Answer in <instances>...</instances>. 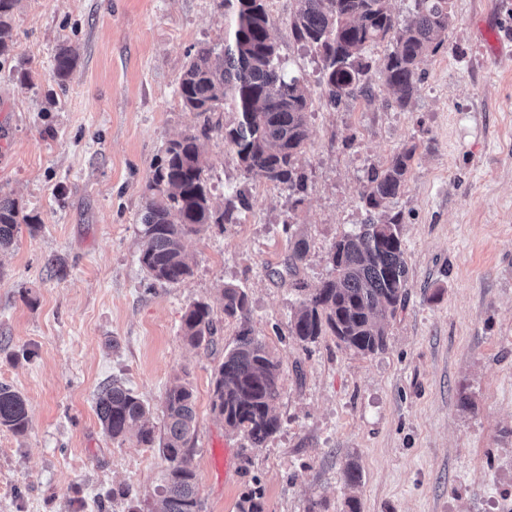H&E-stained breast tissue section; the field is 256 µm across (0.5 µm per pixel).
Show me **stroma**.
<instances>
[{
    "label": "stroma",
    "instance_id": "1",
    "mask_svg": "<svg viewBox=\"0 0 512 512\" xmlns=\"http://www.w3.org/2000/svg\"><path fill=\"white\" fill-rule=\"evenodd\" d=\"M268 9L280 59L310 93L303 198L249 179L210 132L215 208L243 188L251 207L188 237L191 276L162 285L139 263L137 219L167 142L203 125L177 88L195 51L224 41L219 0H17L0 58V198L30 221L0 252V385L30 423L0 428V512H155L170 463L135 434L103 433L96 396L115 379L158 427L167 390L192 387L202 512H239L257 487L263 512H349L352 497L360 512H512V0H451L448 37L404 109L379 82L331 106L318 54L291 33L296 0ZM408 147L391 209L409 275L385 348L296 341L300 300L366 220L369 167ZM225 286L246 292L253 334L280 363L282 427L258 448L211 409L238 331ZM197 302L221 319L208 347L181 339Z\"/></svg>",
    "mask_w": 512,
    "mask_h": 512
}]
</instances>
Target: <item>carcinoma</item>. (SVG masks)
<instances>
[{
  "instance_id": "cac0c4a2",
  "label": "carcinoma",
  "mask_w": 512,
  "mask_h": 512,
  "mask_svg": "<svg viewBox=\"0 0 512 512\" xmlns=\"http://www.w3.org/2000/svg\"><path fill=\"white\" fill-rule=\"evenodd\" d=\"M16 2L0 0V57L8 56L13 45ZM219 7L224 9V45H204L196 51L180 77L182 104L204 117L206 131L211 115L233 114V121L224 125V141L247 175L295 193L303 186L300 160L309 138L305 81L287 75L279 62L267 0H220ZM449 20V0H416L414 19L403 26L395 20L390 0H297L291 31L296 41L320 55L319 84L332 106L372 96L373 61L365 50L374 43H390L380 75L396 105L405 108L419 90L424 59L448 37ZM199 140V135L188 133L169 141L148 185L150 196L139 218V261L160 283L178 284L191 275L185 238L209 224H234L238 213L250 207L249 195L239 190L221 213L213 211ZM414 152L405 148L387 164L369 168L361 192L367 221L332 246L334 278L301 301L289 326L296 340L314 343L329 331L340 344L363 355L385 346L384 325L402 302L408 275L400 215L391 213L390 204L404 191ZM23 221L27 218H19L15 203L1 198L0 249L12 245ZM222 297L224 315L238 318L241 329L215 373L212 410L227 429L243 432L258 448L281 427L274 413L280 364L252 336L246 293L227 286ZM217 331L209 305L196 303L185 311L181 337L186 344H210ZM96 411L110 438L119 439L135 428L139 442L159 445L170 461L160 512H201L197 475L188 462L196 434L189 384L167 391L159 436L149 409L117 380L100 390ZM0 427L18 434L29 427L25 399L3 385Z\"/></svg>"
}]
</instances>
